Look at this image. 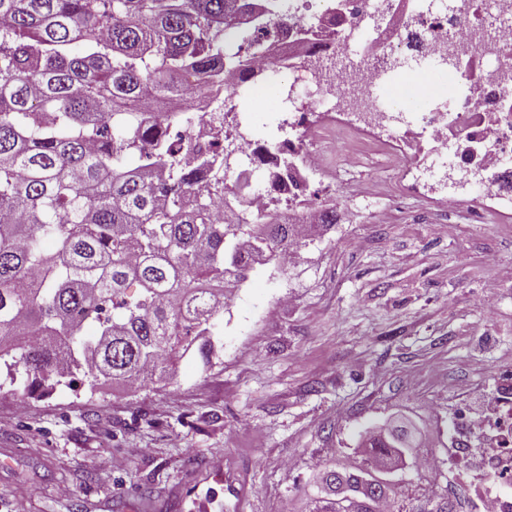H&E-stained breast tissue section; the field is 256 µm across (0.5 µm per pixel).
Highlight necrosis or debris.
Returning a JSON list of instances; mask_svg holds the SVG:
<instances>
[{
    "label": "necrosis or debris",
    "instance_id": "1",
    "mask_svg": "<svg viewBox=\"0 0 512 512\" xmlns=\"http://www.w3.org/2000/svg\"><path fill=\"white\" fill-rule=\"evenodd\" d=\"M302 3L304 21L317 29L314 42L283 33L266 47L259 82L228 72L224 94L197 99L194 123L179 150L183 165L198 164L217 139L231 143L238 165L230 173L250 181L244 194L248 210L301 225L297 246L282 257L288 265L302 260L305 228L319 223L326 209L320 196L333 185L324 168L327 151L351 161L370 146L397 158L424 142L429 156L447 158L453 179L434 177L430 166L418 165L411 172L413 187L437 192L451 210H512V191L504 188L512 182V0H423L411 16L403 11L404 0H348L341 18L323 0ZM478 9L480 25L468 24ZM412 55L433 61L453 56L465 70L482 64L471 97L431 113L419 132L377 93L387 69ZM288 71L306 75L309 90L288 116L291 136L269 142L243 126L235 98L267 90L283 97ZM477 171L497 179L496 191L467 192ZM487 431L496 443L483 450L479 443ZM448 464L475 512H487L488 500V512H512V388L500 393L498 414L487 430L475 428L470 413L462 412L450 437Z\"/></svg>",
    "mask_w": 512,
    "mask_h": 512
}]
</instances>
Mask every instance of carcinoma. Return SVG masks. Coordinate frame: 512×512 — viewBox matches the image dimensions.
<instances>
[{
    "label": "carcinoma",
    "instance_id": "obj_1",
    "mask_svg": "<svg viewBox=\"0 0 512 512\" xmlns=\"http://www.w3.org/2000/svg\"><path fill=\"white\" fill-rule=\"evenodd\" d=\"M276 0H0V370L51 388L80 374L164 380L193 352L211 362L218 281L294 244L264 215L221 222L232 190L187 171L168 139L175 100L256 58ZM251 52H224L227 27ZM153 107L144 121L139 104ZM45 241L58 243L47 253ZM89 324L97 335L82 336ZM403 428L367 435L352 471L326 468L308 512H379L396 492L369 482Z\"/></svg>",
    "mask_w": 512,
    "mask_h": 512
}]
</instances>
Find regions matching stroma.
<instances>
[{"instance_id": "stroma-1", "label": "stroma", "mask_w": 512, "mask_h": 512, "mask_svg": "<svg viewBox=\"0 0 512 512\" xmlns=\"http://www.w3.org/2000/svg\"><path fill=\"white\" fill-rule=\"evenodd\" d=\"M332 167L338 224L236 288L210 365L45 398L0 385V512H305L313 459L354 467L362 433L396 425L432 439V468L391 475L407 512L430 487L466 512L446 448L459 394L512 379V224L429 193L386 206L402 161Z\"/></svg>"}]
</instances>
